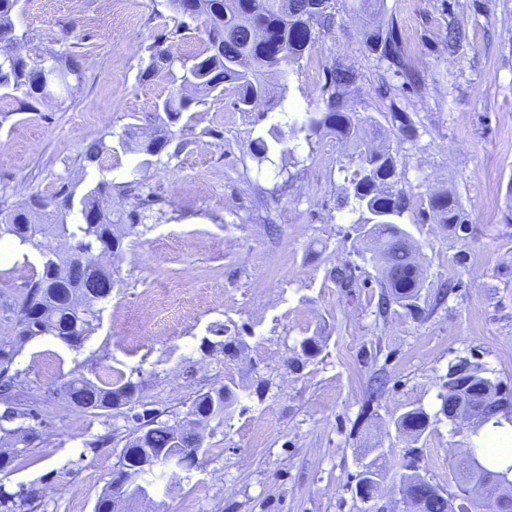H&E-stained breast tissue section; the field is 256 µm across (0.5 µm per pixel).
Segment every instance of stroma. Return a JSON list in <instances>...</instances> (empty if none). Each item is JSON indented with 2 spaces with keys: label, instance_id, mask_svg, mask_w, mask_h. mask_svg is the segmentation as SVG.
<instances>
[{
  "label": "stroma",
  "instance_id": "35a3bbf8",
  "mask_svg": "<svg viewBox=\"0 0 512 512\" xmlns=\"http://www.w3.org/2000/svg\"><path fill=\"white\" fill-rule=\"evenodd\" d=\"M360 0H336V23L318 33L272 86L268 115L242 113L232 92L205 97L172 128L160 155L118 152L104 169L87 165L91 142L131 124L150 132L182 68L148 79L149 45L165 39L181 61L203 50V29L183 30L168 0H20L13 20L29 45L77 56L82 76L68 93L31 112L21 92L0 89V208L66 182L77 192L103 177L104 207L119 216L136 196L150 206L110 261L116 284L99 326L79 349L52 336L26 343L22 403L41 412L44 443L0 471V486L33 491L32 512H94L133 425L92 415L56 393L78 373L138 375L150 409L186 411L226 384L241 395L190 479L157 480L138 512H396L399 463L408 447L393 421L413 407L430 417L417 441L419 471L455 491L466 434L439 416L448 368L478 364L499 383L504 411L496 432L512 440V0H383L421 84L403 86L364 42ZM465 29L456 52L449 25ZM353 68L352 109L384 132L399 185L413 205L404 222L420 248L419 314L392 305L376 316L378 272L355 213L338 208L351 146L331 137L289 140V154L260 164L249 141L272 125L320 112L326 75ZM417 128L400 143L393 111ZM445 190L457 198L464 230L422 220L419 201ZM25 247L0 264V336L10 310L39 270ZM350 267L351 286L330 272ZM456 288L444 303V282ZM234 341L233 354L207 356L202 339ZM320 351L308 355L304 341ZM387 383L370 392L375 375ZM111 434L109 446L94 442ZM368 448L392 466L381 492H352Z\"/></svg>",
  "mask_w": 512,
  "mask_h": 512
}]
</instances>
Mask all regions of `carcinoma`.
Returning <instances> with one entry per match:
<instances>
[{
    "instance_id": "obj_1",
    "label": "carcinoma",
    "mask_w": 512,
    "mask_h": 512,
    "mask_svg": "<svg viewBox=\"0 0 512 512\" xmlns=\"http://www.w3.org/2000/svg\"><path fill=\"white\" fill-rule=\"evenodd\" d=\"M19 0H0V89L19 90L24 105L34 111L37 105L55 96L57 90H67L70 78L79 76L81 64L72 57H63L53 51L32 47L19 53L15 45L19 34L13 22ZM312 0H183L177 13L179 28L203 22L207 36L205 49L193 57L189 65H182L179 89L161 104L157 124L147 139L134 126L124 129L119 146L126 152L157 156L172 138L171 127L182 115L192 110L200 99L188 90L205 95L223 94L233 90L234 105L240 112H250L248 103L260 92L263 100L271 101V82L283 66L298 61L304 54V45L315 34L328 31L335 21L336 0H325V7L310 8ZM366 46L385 62L394 74L410 82L414 80L402 40L395 26L378 24L369 31ZM150 63L143 75L154 77L172 70L177 56L170 48L157 42L150 46ZM357 80V73L343 65H336L327 73L328 97L325 110L317 112L290 128V134L333 135L353 145L358 156L355 167L346 172L345 192L338 206L350 208L359 215L356 224L365 229V238L373 246L379 265L378 283L382 292L377 303V314H387L397 303L409 308L417 299L423 272L417 261L416 248L403 245L400 237H411L402 227V218L410 210L409 196L399 187L395 157L387 150H374L369 144L377 137L376 128L363 122L353 112L346 98V89ZM399 142H412L417 133L405 112L392 113ZM249 152L258 160L269 154L289 151L280 130L272 126L268 135L260 134L248 144ZM114 152L112 144L99 140L85 147L84 160L100 163L102 157ZM110 185L99 181L79 195L69 184H62L47 197V207L37 209L29 201L3 213L0 211V237L10 235L22 245H31L41 254V270L28 282L27 291L14 310L13 335L0 337V443L10 445L12 451H0V469H8L18 457L44 442L38 423L40 414L34 408H19L13 403L14 391L23 385L25 372L13 367L23 345L38 336H53L71 349H79L89 338L100 319V304L107 300L98 282L114 284L112 269H96L91 263L102 251L112 255L123 249L124 234L118 227L121 221L112 220V211L102 207L101 199ZM420 214L436 224L463 229L465 220L458 200L444 192H429L421 200ZM82 295L81 307L71 305L69 296ZM467 371L474 397L482 399V409L471 420L472 434H478L481 425L499 417L503 412L501 400L496 398L497 384L484 377L465 360L448 368L452 376ZM140 384L130 377L115 382L83 375L65 377L59 387L64 400L73 408L92 414L117 412L129 419H137L136 412L128 411L130 401L140 403ZM238 394L228 385L222 392L209 391L195 396L188 412L196 417L195 424L223 420L232 413ZM152 418L134 427L127 438L120 472L131 484L143 479L139 464L162 451L181 456L184 468L195 466L199 449L198 433L192 428L175 431L169 421L159 419V412L151 410ZM396 429L409 441L416 442L430 425L426 411L411 408L394 420ZM483 443L469 441L464 457L457 463V473H466L468 481L477 487L470 499L472 512H512V465L499 470L498 483L484 482V472L491 471L482 451ZM419 489L417 512H454L451 494L428 480L416 484ZM0 505L10 512H26L31 505L28 493H0Z\"/></svg>"
}]
</instances>
